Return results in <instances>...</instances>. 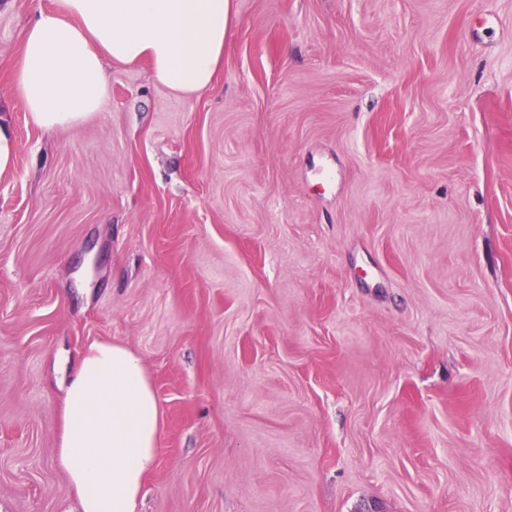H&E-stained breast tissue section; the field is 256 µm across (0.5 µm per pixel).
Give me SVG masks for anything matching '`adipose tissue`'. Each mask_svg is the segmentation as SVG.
<instances>
[{
    "label": "adipose tissue",
    "instance_id": "obj_1",
    "mask_svg": "<svg viewBox=\"0 0 512 512\" xmlns=\"http://www.w3.org/2000/svg\"><path fill=\"white\" fill-rule=\"evenodd\" d=\"M232 0H54L24 30L13 84L44 133L103 111L112 65L147 64L181 96L211 88ZM56 463L78 512H136L162 414L139 358L91 343L63 386Z\"/></svg>",
    "mask_w": 512,
    "mask_h": 512
}]
</instances>
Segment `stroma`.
Here are the masks:
<instances>
[{
    "instance_id": "obj_1",
    "label": "stroma",
    "mask_w": 512,
    "mask_h": 512,
    "mask_svg": "<svg viewBox=\"0 0 512 512\" xmlns=\"http://www.w3.org/2000/svg\"><path fill=\"white\" fill-rule=\"evenodd\" d=\"M0 0V512H76L57 370L133 350L139 512H512V0H233L213 88L44 134ZM14 134L6 118L0 116V173L6 171L13 164Z\"/></svg>"
}]
</instances>
